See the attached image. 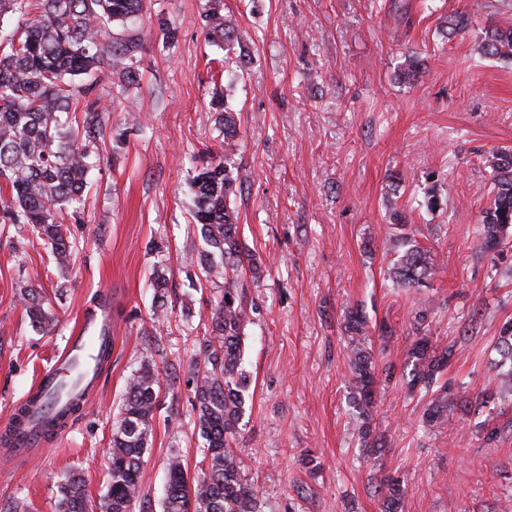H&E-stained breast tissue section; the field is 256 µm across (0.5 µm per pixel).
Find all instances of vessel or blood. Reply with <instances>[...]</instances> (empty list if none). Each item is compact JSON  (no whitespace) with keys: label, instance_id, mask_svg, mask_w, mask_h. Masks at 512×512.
I'll list each match as a JSON object with an SVG mask.
<instances>
[{"label":"vessel or blood","instance_id":"b4317fda","mask_svg":"<svg viewBox=\"0 0 512 512\" xmlns=\"http://www.w3.org/2000/svg\"><path fill=\"white\" fill-rule=\"evenodd\" d=\"M112 339L108 322L93 314L81 317L54 365L37 376L21 405L19 422L9 423L0 433V457L26 460L42 447L49 418L63 414L71 404L86 402L102 374L100 351Z\"/></svg>","mask_w":512,"mask_h":512}]
</instances>
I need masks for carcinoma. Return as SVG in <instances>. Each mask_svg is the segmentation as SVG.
I'll return each mask as SVG.
<instances>
[{
  "label": "carcinoma",
  "instance_id": "obj_1",
  "mask_svg": "<svg viewBox=\"0 0 512 512\" xmlns=\"http://www.w3.org/2000/svg\"><path fill=\"white\" fill-rule=\"evenodd\" d=\"M148 11L146 0H0V15L21 20L0 44V224H20L49 245L58 267L68 268L76 257V243L67 236L62 215H77L84 203L87 174L100 160L99 139L110 113L88 101L98 74L109 69L114 84L125 90L135 82L134 36L112 35V25H133ZM208 39L224 43V71L233 75L235 47L241 36L224 19L222 0H211L204 14ZM481 55L512 56V29L487 31L478 42ZM83 107L82 121L64 125L57 114ZM224 133V155L209 154L192 178L193 218L200 226L202 248L196 264L205 281H224V289L210 301L208 330L203 342L204 366L193 387L192 410L205 440L204 469L188 485L181 456L167 460L168 484L163 512H259L257 492L245 478L238 425L250 376L241 367L249 308L237 288L243 271L257 265L240 239L238 217L230 207L237 192L229 165L237 144L235 112L217 103ZM490 176L493 205L483 212L480 237L486 250L502 243L512 230V151L492 154ZM390 238L400 255L392 267L397 285L413 287L431 275L430 250L404 231L402 216L393 214ZM32 324L50 330L57 319L45 307L40 289L19 288ZM367 322L357 311L346 316L352 402L360 412L373 407L378 367L368 349ZM496 349L512 363V322L497 337ZM454 355V346L440 347L430 337H418L409 352L412 369L406 382L410 393L429 397L424 412L428 423L448 421V384L439 383ZM160 380L154 365L144 364L126 382L119 420L112 433L109 481L99 512H131L139 496L142 458L153 434ZM512 396V368L501 373L496 389L480 392L469 405L484 407ZM379 496L383 512H400L402 491L388 482ZM59 512H88L82 477L72 474L60 486Z\"/></svg>",
  "mask_w": 512,
  "mask_h": 512
}]
</instances>
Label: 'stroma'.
Returning <instances> with one entry per match:
<instances>
[{
    "label": "stroma",
    "instance_id": "1",
    "mask_svg": "<svg viewBox=\"0 0 512 512\" xmlns=\"http://www.w3.org/2000/svg\"><path fill=\"white\" fill-rule=\"evenodd\" d=\"M247 56L217 80L221 45L208 42V0H150L136 35L137 79L126 90L103 71L92 94L111 111L103 158L88 175L78 252L63 270L42 240L13 252L0 229V425L12 403L63 348L76 319L106 310L118 338L100 389L74 426L27 464L0 461V512H58V489L80 472L90 507L107 491L108 449L128 377L143 362L180 366L162 385L140 496L162 512L166 462L202 467L192 381L202 362L211 289L192 285L201 247L190 180L224 150L212 113L223 95L239 121L231 207L259 265L238 287L253 308L243 367L251 378L239 423L245 475L260 512H380L376 490L398 480L403 512H512V400L447 425H427L426 397L407 395L417 333L454 345L442 378L453 395L496 387L494 349L512 322V237L497 254L478 225L493 200L487 159L512 150V60L480 55L485 30L512 27V0H223ZM460 12L472 23L449 36ZM178 31L165 42L159 19ZM422 65L408 73V60ZM402 213L433 255L426 286L389 277L387 227ZM169 280L171 312L155 319L153 270ZM39 285L58 321L33 328L16 285ZM191 317H183V306ZM359 310L391 381L369 415L351 402L344 316ZM369 426L383 448L359 436Z\"/></svg>",
    "mask_w": 512,
    "mask_h": 512
}]
</instances>
